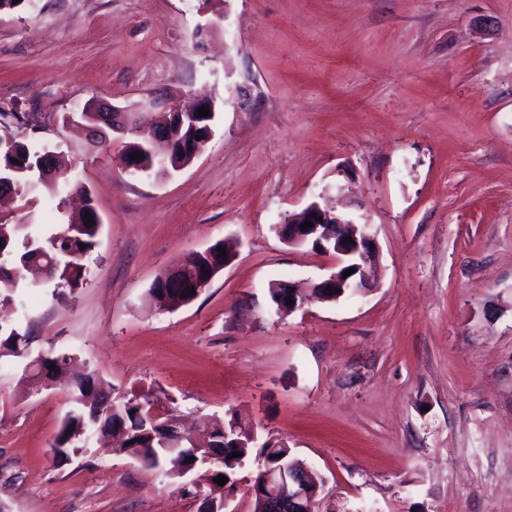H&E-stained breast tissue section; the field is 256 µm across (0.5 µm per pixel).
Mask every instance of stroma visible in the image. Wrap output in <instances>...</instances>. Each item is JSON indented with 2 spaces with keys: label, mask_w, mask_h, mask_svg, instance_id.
<instances>
[{
  "label": "stroma",
  "mask_w": 512,
  "mask_h": 512,
  "mask_svg": "<svg viewBox=\"0 0 512 512\" xmlns=\"http://www.w3.org/2000/svg\"><path fill=\"white\" fill-rule=\"evenodd\" d=\"M198 96L212 135L167 176L68 120ZM0 111L25 113L11 133L58 154L101 219L82 287L0 312L30 356L73 355L114 404L148 393L189 426L238 416L320 476L317 512H512V0H24L0 13ZM323 195L376 242L369 288L335 301L310 295L332 256L280 233ZM65 212L0 200V222L47 232ZM218 242L235 256L196 299L151 302ZM279 281L308 302L279 311ZM24 366L0 365L10 512H200L99 438L59 460L70 384L31 393Z\"/></svg>",
  "instance_id": "obj_1"
}]
</instances>
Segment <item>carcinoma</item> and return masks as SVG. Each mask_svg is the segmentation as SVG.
<instances>
[{"instance_id":"cac0c4a2","label":"carcinoma","mask_w":512,"mask_h":512,"mask_svg":"<svg viewBox=\"0 0 512 512\" xmlns=\"http://www.w3.org/2000/svg\"><path fill=\"white\" fill-rule=\"evenodd\" d=\"M41 151L32 145L16 139L14 135L0 133V170L11 174L16 194L34 193L39 189L64 193L71 185L66 176L49 178L45 182L32 185L31 170L39 166ZM99 226L90 225L83 218L70 220L62 228L49 235L42 232L38 224H0V284L7 290L14 291L22 279L21 272L29 260L36 256L43 257V263L52 260L62 262L58 273V286L72 290L82 286L86 280L87 269L85 259L98 246ZM85 247H80V244ZM217 243L209 248V252L195 251L191 253L193 263L197 266L224 265V257L219 255ZM27 336L16 328L0 324V362L8 358H21ZM94 375L87 373L76 381L72 387L70 398L71 408L62 420L52 448L61 458H68L82 451L89 434L100 431V436L109 437L118 442L116 453H124L138 461L149 463L147 469H156L167 478L177 479L176 469L183 468L194 471L192 452L176 458L159 448L153 439L151 426L146 422V414L141 411L143 402L130 399L122 405L110 402L102 403L92 395ZM213 436L217 437L216 451L221 455L218 466L212 469L207 480L215 482V478L224 475L229 479L237 476L248 456L253 444L250 441V430L239 422L220 421L212 425ZM236 431L238 442L224 447V431ZM234 452L239 457H231ZM289 453V448L276 441H266L258 449L256 458L262 462H276Z\"/></svg>"}]
</instances>
